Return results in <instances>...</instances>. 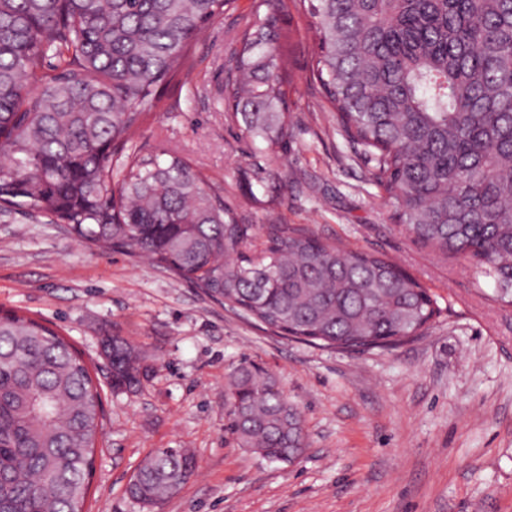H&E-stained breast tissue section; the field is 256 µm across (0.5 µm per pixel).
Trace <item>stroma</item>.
<instances>
[{
    "label": "stroma",
    "instance_id": "stroma-1",
    "mask_svg": "<svg viewBox=\"0 0 512 512\" xmlns=\"http://www.w3.org/2000/svg\"><path fill=\"white\" fill-rule=\"evenodd\" d=\"M253 6L233 0L193 42L188 76L163 89L137 146L197 165L256 234L292 224L397 261L442 313L393 349L327 350L272 335L145 259L88 248L64 225L0 221V311L61 330L101 385L88 512H142L127 484L160 448L198 463L161 512H512V306L468 262L418 249L394 222L362 147L337 132L310 79L311 19L294 9L282 20L293 138L267 185L256 183L254 151L217 94ZM111 335L146 356L138 390L112 389L99 346ZM245 361L301 414L294 463L239 447L228 429L227 384Z\"/></svg>",
    "mask_w": 512,
    "mask_h": 512
}]
</instances>
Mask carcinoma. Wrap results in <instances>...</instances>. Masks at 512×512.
<instances>
[{
	"label": "carcinoma",
	"mask_w": 512,
	"mask_h": 512,
	"mask_svg": "<svg viewBox=\"0 0 512 512\" xmlns=\"http://www.w3.org/2000/svg\"><path fill=\"white\" fill-rule=\"evenodd\" d=\"M312 19L311 73L336 124L375 163L414 245L465 260L512 305V0H258L243 19L224 121L269 160L292 136L280 53L288 3ZM229 0H0V216L64 224L89 248L145 256L282 336L389 349L442 309L401 265L288 224L258 239L174 152L134 135ZM112 389L145 375L111 336ZM229 430L284 463L303 420L277 381L241 364ZM88 363L61 332L0 313V512H85L103 423ZM197 467L185 448L141 465L130 491L162 506Z\"/></svg>",
	"instance_id": "carcinoma-1"
}]
</instances>
